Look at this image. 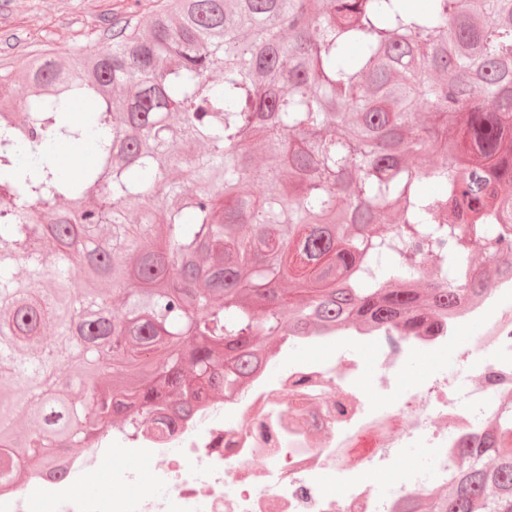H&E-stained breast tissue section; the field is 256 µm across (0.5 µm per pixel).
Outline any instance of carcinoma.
Listing matches in <instances>:
<instances>
[{
    "instance_id": "carcinoma-1",
    "label": "carcinoma",
    "mask_w": 512,
    "mask_h": 512,
    "mask_svg": "<svg viewBox=\"0 0 512 512\" xmlns=\"http://www.w3.org/2000/svg\"><path fill=\"white\" fill-rule=\"evenodd\" d=\"M413 2L170 0L108 47L0 74L1 492L118 416L144 435L170 402L189 415L285 336L412 333L512 263V0ZM49 140L96 161L66 174ZM77 265L124 311L75 289ZM483 444L405 512H512V405Z\"/></svg>"
}]
</instances>
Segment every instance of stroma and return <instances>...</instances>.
I'll return each mask as SVG.
<instances>
[{
  "instance_id": "35a3bbf8",
  "label": "stroma",
  "mask_w": 512,
  "mask_h": 512,
  "mask_svg": "<svg viewBox=\"0 0 512 512\" xmlns=\"http://www.w3.org/2000/svg\"><path fill=\"white\" fill-rule=\"evenodd\" d=\"M167 0H0V72L18 71L38 52L64 53L80 46L96 50L128 20L146 24ZM137 470L141 481L153 479V465L136 444H125L109 464L83 481L81 489L108 498L112 469Z\"/></svg>"
}]
</instances>
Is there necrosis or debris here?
<instances>
[{
  "label": "necrosis or debris",
  "mask_w": 512,
  "mask_h": 512,
  "mask_svg": "<svg viewBox=\"0 0 512 512\" xmlns=\"http://www.w3.org/2000/svg\"><path fill=\"white\" fill-rule=\"evenodd\" d=\"M480 335H470L471 327ZM332 346L335 357L319 355ZM432 367L416 383V354ZM512 400V273L481 299L407 336L351 324L288 339L250 384L202 406L163 438L141 439L155 461L154 488L130 495L135 472L116 467L112 500L79 493L111 449L68 455L67 477L0 493V512H400L445 485L465 449L478 445ZM426 463L406 468L408 449ZM383 476L368 483V474ZM342 490L325 492V479Z\"/></svg>",
  "instance_id": "necrosis-or-debris-1"
}]
</instances>
